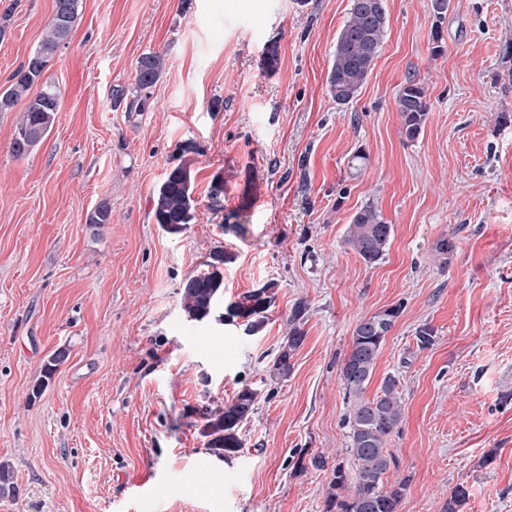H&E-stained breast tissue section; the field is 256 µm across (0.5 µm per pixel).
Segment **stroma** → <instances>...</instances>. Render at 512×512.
Wrapping results in <instances>:
<instances>
[{
	"label": "stroma",
	"mask_w": 512,
	"mask_h": 512,
	"mask_svg": "<svg viewBox=\"0 0 512 512\" xmlns=\"http://www.w3.org/2000/svg\"><path fill=\"white\" fill-rule=\"evenodd\" d=\"M349 4L80 0L44 74L61 108L27 157L11 148L24 103L0 112V512H324L348 460L342 361L358 321L397 303L366 394L398 381L399 512H445L459 485L460 512H512V125L496 121L512 113V0H450L440 23L430 0H386L381 52L340 106L326 77ZM52 10L0 0V89ZM148 51L165 71L146 110L126 111L116 91ZM409 80L430 104L412 143L395 106ZM180 163L197 209L171 233L153 197ZM368 202L393 226L373 265L345 241ZM102 204L110 222L89 223ZM218 251L225 303L277 285L257 335L183 315L186 279ZM300 299L305 341L271 378ZM426 323L436 342L420 350ZM246 385L244 446L217 459L206 415Z\"/></svg>",
	"instance_id": "35a3bbf8"
}]
</instances>
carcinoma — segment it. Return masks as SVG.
<instances>
[{
  "mask_svg": "<svg viewBox=\"0 0 512 512\" xmlns=\"http://www.w3.org/2000/svg\"><path fill=\"white\" fill-rule=\"evenodd\" d=\"M79 0H54L52 17L44 37L27 62L9 78L10 85L0 91V112L11 110L33 85L39 83L45 67L59 46L72 34L78 17ZM388 29L386 0H350L347 16L336 35V47L327 76V91L338 105L355 99L370 74ZM165 65L159 52L142 54L135 65V83L126 111L142 112L149 99L147 90L160 79ZM60 97L56 87L43 85L29 99L12 141V151L25 157L52 128L59 112ZM401 119V135L408 142L417 140L424 128L429 101L422 85L408 81L395 97ZM196 210L194 182L189 166L179 164L168 170L153 198V218L170 233L181 231ZM392 225L372 202L352 215L345 240L368 264L383 259L388 249ZM276 283L269 282L230 304L233 316L244 319L247 332L259 333L266 325L275 301ZM224 295V273L217 262L188 278L183 286L182 307L191 321L202 322L212 313ZM307 305L294 303L288 316V336L272 366V375L286 378L291 372L290 359L300 348L306 334L303 329ZM402 312L394 304L361 319L353 331L352 345L341 365L340 377L345 396L351 402L348 416L349 446L346 453L353 461L352 475L344 465L333 469L325 499V512H398L407 483L384 486L385 474L394 463L387 448L390 437L402 421V402L395 377L386 376L378 394L369 399L365 393L374 373L382 345ZM416 346L430 348L436 341L434 327L424 324L415 331ZM257 392L246 385L223 407L211 412L204 426L208 448L215 455L228 457L243 447L239 430L255 410Z\"/></svg>",
  "mask_w": 512,
  "mask_h": 512,
  "instance_id": "1",
  "label": "carcinoma"
}]
</instances>
